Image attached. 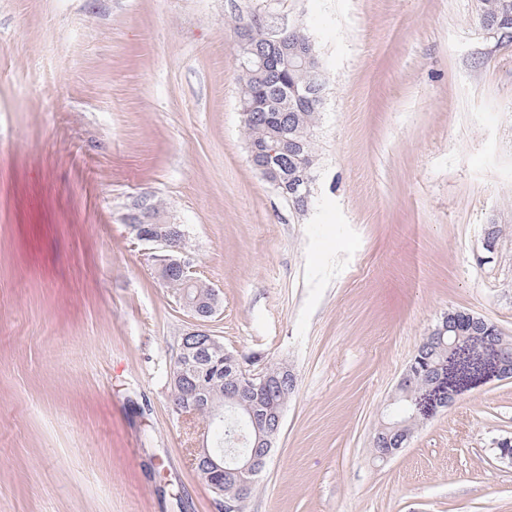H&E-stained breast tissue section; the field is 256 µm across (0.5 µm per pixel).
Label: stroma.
<instances>
[{
    "label": "stroma",
    "instance_id": "1",
    "mask_svg": "<svg viewBox=\"0 0 512 512\" xmlns=\"http://www.w3.org/2000/svg\"><path fill=\"white\" fill-rule=\"evenodd\" d=\"M268 10L329 75L305 213L247 160L234 18ZM0 169V512H219L169 380L194 323L124 221L146 193L210 333L297 377L244 512H512V380L372 447L445 312L512 336V41L478 0H0Z\"/></svg>",
    "mask_w": 512,
    "mask_h": 512
}]
</instances>
